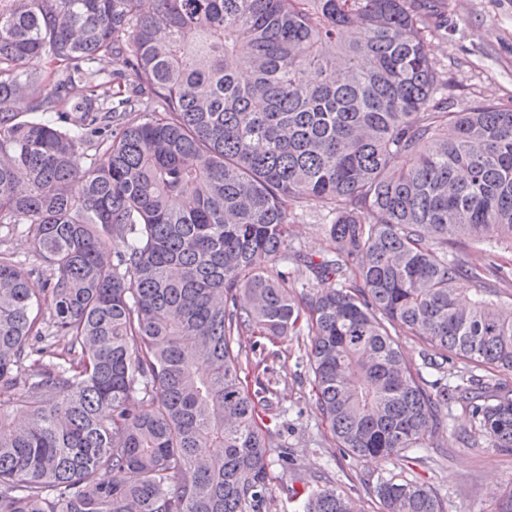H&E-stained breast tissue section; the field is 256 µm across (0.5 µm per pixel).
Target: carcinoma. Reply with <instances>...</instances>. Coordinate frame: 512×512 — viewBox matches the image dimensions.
Wrapping results in <instances>:
<instances>
[{
  "label": "carcinoma",
  "mask_w": 512,
  "mask_h": 512,
  "mask_svg": "<svg viewBox=\"0 0 512 512\" xmlns=\"http://www.w3.org/2000/svg\"><path fill=\"white\" fill-rule=\"evenodd\" d=\"M433 15V0H0V224L26 225L47 264L35 297L0 251V397L27 411L0 408V512H267L272 440L233 338L303 322L343 455L425 448L456 402L512 449V389L490 376L512 371V304L493 299L512 263L459 255L512 248V109L449 110ZM92 143L106 158L85 167ZM306 200L333 215L318 262L288 258ZM290 261L338 287L296 294ZM282 462L301 512H355L333 485L297 491ZM375 493L382 512H445L408 478ZM493 250L503 261H508L509 259L512 261L511 249L506 244L490 249L486 244L467 243L461 254L469 264L480 267L488 262L489 254ZM399 343L401 350L412 368H417L422 371V375L427 380H433L435 377H431L427 374L426 370L422 366V345L418 341L417 337L411 336L406 332H400L399 336H393Z\"/></svg>",
  "instance_id": "carcinoma-1"
}]
</instances>
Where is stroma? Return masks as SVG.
<instances>
[{
  "instance_id": "1",
  "label": "stroma",
  "mask_w": 512,
  "mask_h": 512,
  "mask_svg": "<svg viewBox=\"0 0 512 512\" xmlns=\"http://www.w3.org/2000/svg\"><path fill=\"white\" fill-rule=\"evenodd\" d=\"M448 17V32L428 35L433 66L446 73L454 85L450 106L462 111L480 102L512 107V0H440ZM331 216L323 205L306 201L289 226L292 246L313 259L330 247L325 226ZM0 250L22 261L29 285L40 291L42 260L30 238L22 232L0 230ZM307 335L262 339L251 334L236 337L235 347L249 363H262L267 372L266 406L259 413L278 443L270 450L274 485L269 512H293L281 488L286 476L277 464L280 455L293 460L298 474L308 482L323 478L356 502L360 512H380L374 494L377 478L401 475L439 493L446 512H493L496 497L512 485V452L489 447L477 435L469 412L450 405L440 429L428 447L385 459L341 457L337 442L322 419L307 362ZM473 434L475 445H463L460 434Z\"/></svg>"
}]
</instances>
